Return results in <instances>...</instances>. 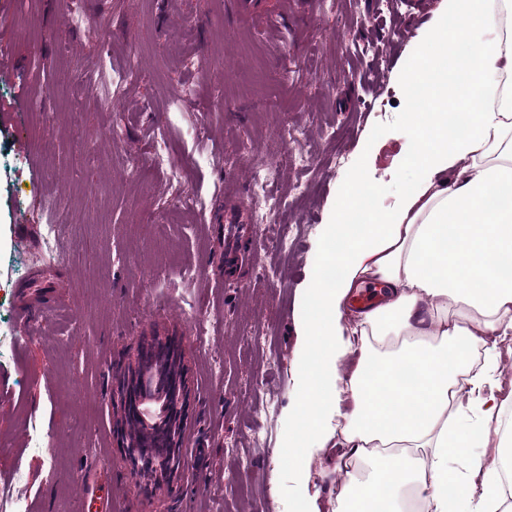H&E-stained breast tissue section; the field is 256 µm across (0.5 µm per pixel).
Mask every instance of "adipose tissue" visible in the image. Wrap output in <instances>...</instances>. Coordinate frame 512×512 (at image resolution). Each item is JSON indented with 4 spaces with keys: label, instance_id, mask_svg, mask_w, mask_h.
<instances>
[{
    "label": "adipose tissue",
    "instance_id": "obj_1",
    "mask_svg": "<svg viewBox=\"0 0 512 512\" xmlns=\"http://www.w3.org/2000/svg\"><path fill=\"white\" fill-rule=\"evenodd\" d=\"M428 39L405 75L429 105L406 115L414 175L398 205L365 214L356 233L347 219L365 177L346 184L333 256L345 275L317 286L329 317L305 330L322 349L303 379L308 432L346 449L332 512H499L502 465L512 464V434L499 437L497 466L474 454L506 422L498 360L457 353L512 335L502 268L512 259V0H446ZM468 43L479 56L453 69ZM365 285L382 288V301L346 314ZM354 349L356 369L334 374Z\"/></svg>",
    "mask_w": 512,
    "mask_h": 512
}]
</instances>
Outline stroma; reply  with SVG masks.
<instances>
[{
    "label": "stroma",
    "mask_w": 512,
    "mask_h": 512,
    "mask_svg": "<svg viewBox=\"0 0 512 512\" xmlns=\"http://www.w3.org/2000/svg\"><path fill=\"white\" fill-rule=\"evenodd\" d=\"M441 4L254 0L229 23L224 0H0V334L16 338L0 346V482L22 479L28 512H292L300 495L331 512L343 449L313 448L300 406L299 376L320 361L304 326L328 316L312 288L356 168L378 186L366 209L391 207L410 178L401 78ZM280 14L287 26L269 27ZM379 73L393 101L368 115ZM159 138L178 180L154 164ZM280 154L307 163H283L270 192L284 205L242 237L254 265L226 279L212 217L250 190L251 162ZM185 192L200 208L180 210ZM47 224L57 258L43 263ZM26 295L43 313L30 329ZM156 334L181 339L193 386L186 467L160 486L136 483L112 434L113 371Z\"/></svg>",
    "instance_id": "obj_1"
}]
</instances>
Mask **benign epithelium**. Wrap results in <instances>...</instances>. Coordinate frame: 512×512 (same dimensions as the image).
I'll return each instance as SVG.
<instances>
[{"mask_svg": "<svg viewBox=\"0 0 512 512\" xmlns=\"http://www.w3.org/2000/svg\"><path fill=\"white\" fill-rule=\"evenodd\" d=\"M192 403L185 350L172 336H152L139 343L136 354L113 375L112 421L116 440L133 477L149 471L159 481H171L185 469L181 446ZM158 414L150 430L165 436L151 444L131 432L130 424L145 423Z\"/></svg>", "mask_w": 512, "mask_h": 512, "instance_id": "1", "label": "benign epithelium"}]
</instances>
